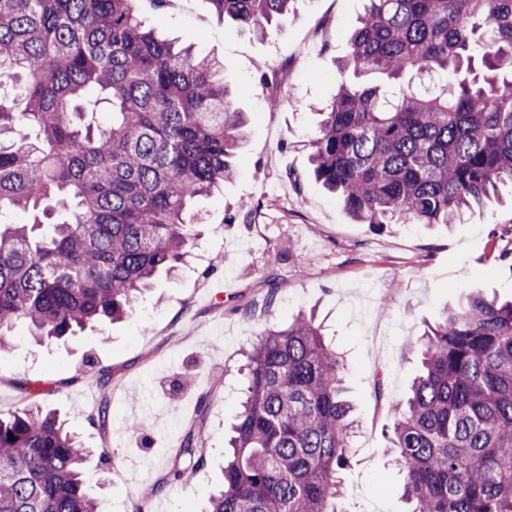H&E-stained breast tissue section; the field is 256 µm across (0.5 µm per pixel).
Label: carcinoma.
Masks as SVG:
<instances>
[{"label":"carcinoma","instance_id":"obj_1","mask_svg":"<svg viewBox=\"0 0 512 512\" xmlns=\"http://www.w3.org/2000/svg\"><path fill=\"white\" fill-rule=\"evenodd\" d=\"M136 0H0V350L121 321L189 253L193 203L235 174L246 117L223 66L145 27ZM265 31L295 0H208ZM313 173L361 224H454L512 185V0H365ZM108 104L111 119L86 106ZM391 404L411 512H512V300L463 294L419 340ZM207 512H337L356 431L343 358L313 315L268 326ZM103 391L119 375L92 374ZM0 414V512H103L56 413ZM200 432L157 485L206 461Z\"/></svg>","mask_w":512,"mask_h":512}]
</instances>
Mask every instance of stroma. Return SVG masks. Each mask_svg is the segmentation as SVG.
<instances>
[{
    "label": "stroma",
    "instance_id": "1",
    "mask_svg": "<svg viewBox=\"0 0 512 512\" xmlns=\"http://www.w3.org/2000/svg\"><path fill=\"white\" fill-rule=\"evenodd\" d=\"M363 0H296L264 34L224 20L208 0H177L144 24L218 59L246 140L237 175L194 205V244L174 277L139 294L131 317L36 344L26 326L0 352V412L23 387L56 410L92 451L81 479L110 512H204L222 480L224 437L239 409L249 350L266 325L315 310L346 362L358 428L342 473L339 512H405L404 478L387 453L394 415L419 370L425 324L467 291L512 298V205L490 203L446 227L360 224L315 178L309 140L336 93L338 62ZM270 82H260L261 72ZM276 107H269V99ZM109 367L121 383L97 390ZM191 384H182L184 373ZM109 416L99 421L101 403ZM146 430H130L131 421ZM199 428L206 462L187 484L156 485L184 433Z\"/></svg>",
    "mask_w": 512,
    "mask_h": 512
}]
</instances>
